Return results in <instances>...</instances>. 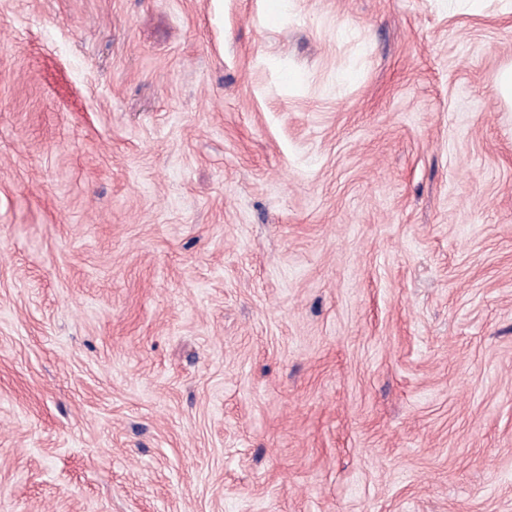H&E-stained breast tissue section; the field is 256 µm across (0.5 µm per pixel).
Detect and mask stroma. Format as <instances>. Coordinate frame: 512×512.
<instances>
[{
	"instance_id": "1",
	"label": "stroma",
	"mask_w": 512,
	"mask_h": 512,
	"mask_svg": "<svg viewBox=\"0 0 512 512\" xmlns=\"http://www.w3.org/2000/svg\"><path fill=\"white\" fill-rule=\"evenodd\" d=\"M512 0H0V512H512Z\"/></svg>"
}]
</instances>
